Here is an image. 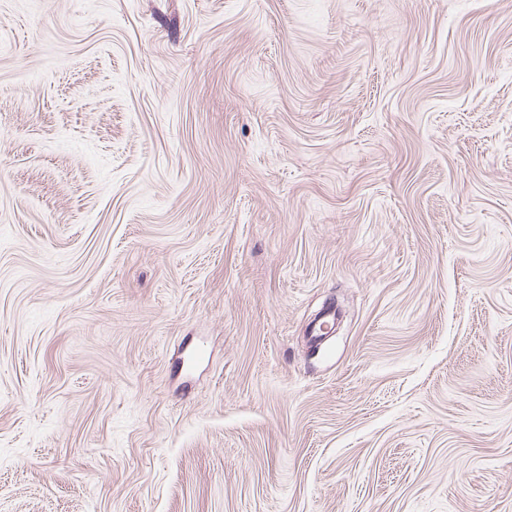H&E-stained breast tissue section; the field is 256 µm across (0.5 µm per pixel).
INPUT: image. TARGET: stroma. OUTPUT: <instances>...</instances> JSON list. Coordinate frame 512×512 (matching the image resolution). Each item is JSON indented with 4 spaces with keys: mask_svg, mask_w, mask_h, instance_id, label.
<instances>
[{
    "mask_svg": "<svg viewBox=\"0 0 512 512\" xmlns=\"http://www.w3.org/2000/svg\"><path fill=\"white\" fill-rule=\"evenodd\" d=\"M0 512H512V0H0Z\"/></svg>",
    "mask_w": 512,
    "mask_h": 512,
    "instance_id": "1",
    "label": "stroma"
}]
</instances>
